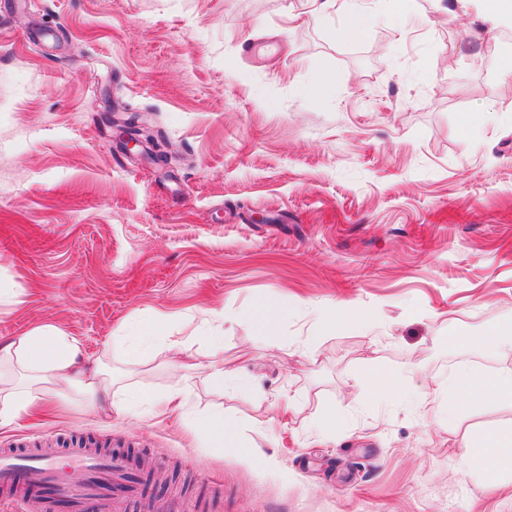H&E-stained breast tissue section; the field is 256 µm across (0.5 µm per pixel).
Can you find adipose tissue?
I'll use <instances>...</instances> for the list:
<instances>
[{
  "instance_id": "1",
  "label": "adipose tissue",
  "mask_w": 512,
  "mask_h": 512,
  "mask_svg": "<svg viewBox=\"0 0 512 512\" xmlns=\"http://www.w3.org/2000/svg\"><path fill=\"white\" fill-rule=\"evenodd\" d=\"M165 319L162 313L146 317L127 335L125 344V352L134 362L149 346L158 347L166 357L177 382L162 401H183L180 380L192 370H209L212 384L223 386L222 337H205V353H195L186 341L164 332ZM114 384L106 359L84 358L77 337L50 324L34 327L23 335L0 341V428L29 416L50 397L65 400L73 394L81 395L90 410L107 417L135 414L141 406H154L160 401L146 393L131 402L116 398ZM486 403L512 409L511 368L489 372L466 364L449 373V421ZM460 446L463 462L485 472L489 491L503 488L505 474L512 472V425L465 433Z\"/></svg>"
}]
</instances>
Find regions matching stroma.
<instances>
[{
  "label": "stroma",
  "mask_w": 512,
  "mask_h": 512,
  "mask_svg": "<svg viewBox=\"0 0 512 512\" xmlns=\"http://www.w3.org/2000/svg\"><path fill=\"white\" fill-rule=\"evenodd\" d=\"M357 4L372 20L339 39L344 12L305 0H0V339L56 325L161 395L164 357L121 345L159 312L188 344L223 336L237 372L193 373L179 415L102 422L73 398L0 451L137 454L152 493L126 512H512L460 460L512 410L436 417L456 365L512 368L480 344L512 325V25L475 0ZM110 102L167 169L125 154ZM261 303L287 307L279 338ZM343 306L368 327L322 335ZM372 369L404 397L376 402ZM216 411L239 447L194 434Z\"/></svg>",
  "instance_id": "obj_1"
}]
</instances>
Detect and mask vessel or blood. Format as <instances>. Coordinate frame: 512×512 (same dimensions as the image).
<instances>
[{
	"label": "vessel or blood",
	"instance_id": "b4317fda",
	"mask_svg": "<svg viewBox=\"0 0 512 512\" xmlns=\"http://www.w3.org/2000/svg\"><path fill=\"white\" fill-rule=\"evenodd\" d=\"M72 460L83 474L81 481L58 471L49 459L24 453L0 455V487L16 488L31 473H39L44 485L41 512H121L122 495L137 493L135 482L119 456H97L81 450L73 451Z\"/></svg>",
	"mask_w": 512,
	"mask_h": 512
}]
</instances>
